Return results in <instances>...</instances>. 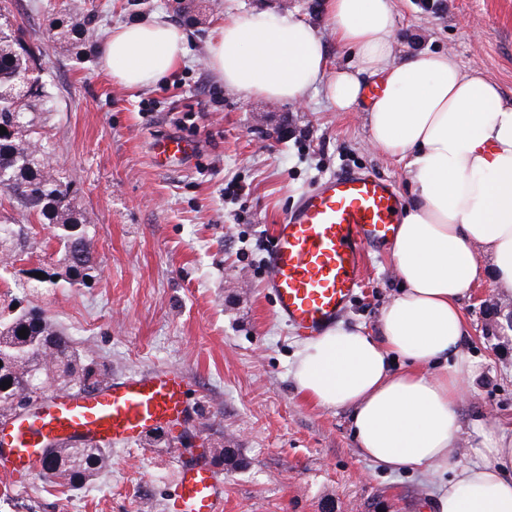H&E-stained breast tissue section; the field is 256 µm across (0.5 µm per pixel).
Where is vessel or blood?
<instances>
[{"mask_svg": "<svg viewBox=\"0 0 512 512\" xmlns=\"http://www.w3.org/2000/svg\"><path fill=\"white\" fill-rule=\"evenodd\" d=\"M402 206L393 186L369 173L335 175L306 192L274 230L265 286L276 313L310 336L335 322L360 284L365 253L394 239ZM190 416L178 370L134 373L91 394L60 393L39 414L0 429V475L23 480L52 444L130 445ZM177 502L179 512H224V483L206 459L183 467Z\"/></svg>", "mask_w": 512, "mask_h": 512, "instance_id": "obj_1", "label": "vessel or blood"}]
</instances>
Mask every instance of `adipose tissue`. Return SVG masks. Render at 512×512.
<instances>
[{
    "label": "adipose tissue",
    "instance_id": "1",
    "mask_svg": "<svg viewBox=\"0 0 512 512\" xmlns=\"http://www.w3.org/2000/svg\"><path fill=\"white\" fill-rule=\"evenodd\" d=\"M336 43L356 66L330 69L322 34L284 14L244 11L211 37L207 61L247 96L299 102L324 87L336 110L357 102L366 77L386 90L367 113L372 143L406 159L414 197L391 251L400 290L376 335L326 329L299 351L293 379L306 399L348 406L360 453L389 469L423 472L435 512H512V437H485L449 470L461 431L457 406L479 375L461 340L462 300L481 264L493 294L512 300V102L448 53L393 59L389 0H325ZM186 55V34L164 15L113 27L103 69L128 88L164 80Z\"/></svg>",
    "mask_w": 512,
    "mask_h": 512
}]
</instances>
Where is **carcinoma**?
I'll list each match as a JSON object with an SVG mask.
<instances>
[{
    "mask_svg": "<svg viewBox=\"0 0 512 512\" xmlns=\"http://www.w3.org/2000/svg\"><path fill=\"white\" fill-rule=\"evenodd\" d=\"M94 36L90 21L73 15L53 34V42L61 48L75 39ZM41 48L20 39L10 29L0 26V126L10 132L0 135V192L38 218L41 224L57 229L55 240L67 260L69 284L88 286L95 278L96 265L92 258L91 225L80 222L73 214L70 190L72 182L55 170L50 162L48 142L44 133L28 118L27 111L37 105L51 103L52 93L38 78L28 75ZM19 233L0 232V250L20 260L15 251ZM10 331L0 341V352L13 359L15 369L0 372V405L9 403L25 391L29 382V367L46 356H52L70 377L72 387L83 393L96 392L109 383L106 368L87 359L75 343L37 311L28 312L25 319L8 323ZM26 330L27 337L19 336ZM11 386L4 389V382ZM56 449L46 452L39 475L49 482L74 488L82 484L107 459V449L96 444H73L68 467L57 470Z\"/></svg>",
    "mask_w": 512,
    "mask_h": 512,
    "instance_id": "carcinoma-1",
    "label": "carcinoma"
}]
</instances>
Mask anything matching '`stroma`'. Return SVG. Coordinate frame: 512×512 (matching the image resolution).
<instances>
[{
    "label": "stroma",
    "instance_id": "1",
    "mask_svg": "<svg viewBox=\"0 0 512 512\" xmlns=\"http://www.w3.org/2000/svg\"><path fill=\"white\" fill-rule=\"evenodd\" d=\"M325 0H291L289 15L314 25L331 68L353 65L337 47ZM395 60L454 54L512 98V0H391ZM0 0V23L43 52L35 77L52 87L40 121L52 164L73 181L72 203L92 226L97 278L66 283L53 225L0 195V223L20 229L24 258L0 265V308L19 299L105 365L112 379L154 369L181 370L196 421L111 449L107 467L77 490L38 476L16 484L0 475V512H172L180 470L207 457L224 481V512H431L425 477L364 458L350 407L306 400L292 379L304 339L277 317L264 286L273 227L304 193L342 172H368L401 199L412 190L404 160L373 147L368 99L339 112L324 91L298 103L248 97L224 86L206 64L213 31L242 11L280 13V0ZM75 12L90 16L96 42L62 49L50 40ZM162 14L187 35L180 67L158 85L126 88L101 67L112 27ZM177 136L193 145L162 161L155 144ZM240 190L225 195L227 182ZM389 248L372 249L362 284L342 321L375 331L399 288ZM55 274L34 286L29 268ZM481 279L463 301L462 341L480 377L457 407L462 432L452 463L479 440L476 425L512 432V301ZM233 448L243 464L222 457Z\"/></svg>",
    "mask_w": 512,
    "mask_h": 512
}]
</instances>
